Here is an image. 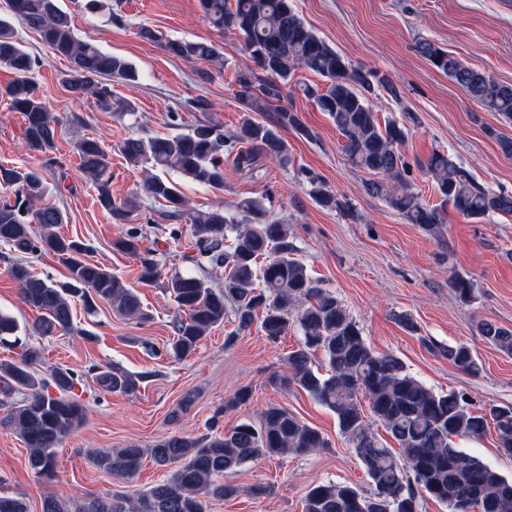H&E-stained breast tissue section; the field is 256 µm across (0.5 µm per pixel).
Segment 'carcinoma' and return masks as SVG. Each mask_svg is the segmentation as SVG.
<instances>
[{
  "mask_svg": "<svg viewBox=\"0 0 512 512\" xmlns=\"http://www.w3.org/2000/svg\"><path fill=\"white\" fill-rule=\"evenodd\" d=\"M199 5L209 24L220 33L235 35L242 50L267 74L259 83L252 69L238 71L237 102L250 111L272 109L277 116L271 123L246 119L227 137L220 125L207 120L188 133L127 137L118 144L126 162L146 174L145 196L168 203L167 220L190 221L196 262L224 269L219 287L195 275L166 276L159 260L142 251L141 229L130 227L114 239V250L138 262L139 282L161 284L181 312L174 322L173 354L180 358L193 354L204 337L224 323L229 311L238 330L256 325L272 342L292 325L299 330L300 343L285 358L288 372L272 376L271 384L294 386L328 407L371 482L368 492L333 481L314 485L304 498L302 512H421L426 498L447 504L449 512H470L474 507L479 512H512V479L458 447L461 441L481 438L492 427L499 451L512 457V407L474 410L464 395L436 392L411 375L397 356L373 350L336 294L293 257L290 226L271 218L260 202L238 203L240 219L222 205L188 213L176 184L164 177L176 171L199 185L222 190L226 154L235 155L238 165L251 172L261 157L288 162L281 131L288 128L313 136L294 110L279 105L291 73L305 69L327 81L321 91L307 86L304 92L332 120L351 164L371 175L364 183L366 193L409 223L435 234L444 216L424 204L406 178L408 165L401 151L405 129L395 120L380 123L371 106L374 84L391 92L394 85L371 70L352 66L328 46L299 17L293 0H199ZM7 8V15L0 16V63L11 69L13 79L0 95L7 98L11 111L23 114L28 150L54 151L60 119L33 79L39 59L20 43L15 19L38 32L54 56L68 61L62 82L75 97L89 95L110 112L136 111L134 102L114 97L112 90L114 82H137L136 67L80 39L59 0H8ZM139 36L173 57L206 61L219 69L224 66V54L209 40L169 39L148 26L140 27ZM416 51L469 97L512 122L511 83L493 80L427 38L417 40ZM238 144L248 145V150H237ZM73 150L101 208L114 223H126L139 207V196L120 201L112 196L105 142L83 137ZM421 170L459 215L468 219L512 216L511 193L484 188L447 152L432 153ZM308 182L319 206L349 212L348 204L325 182L315 176ZM0 188L15 197L0 204V244L21 254L48 253L67 271L65 280L55 281L34 274L23 263L10 268L22 300L40 313L34 326L39 335L74 331L72 301L76 299L90 314L102 301L120 316L150 318L135 290L109 268L86 258L89 245L58 231L65 223L58 207L36 206L48 192L41 170L0 165ZM448 286L463 303L477 298L469 277L454 273ZM18 328L12 316L0 312V342L16 336ZM477 331L486 342L512 355V330L486 321L478 324ZM428 347L463 372L477 375L482 370L463 344L432 342ZM42 364L36 347H24L19 358L0 361V397L8 407L5 422L29 448L30 466L40 477L54 474L56 448L86 416L84 404L74 396L79 372L55 366L43 376ZM95 378L103 391L126 395L134 393L139 382L113 366L99 370ZM371 418L391 435L398 449L378 440ZM218 423L213 420L210 432L197 438L174 434L150 448L130 445L94 451L93 464L121 481L133 479L146 458L160 468L172 464L176 468L136 497L113 493L74 503L50 496L44 498L42 512H208L209 500L230 499L239 493L238 486L224 481L225 473L256 459L328 447L318 429L275 403L262 411L257 423L244 419L229 430L218 429ZM0 512H28V505L22 498L0 492Z\"/></svg>",
  "mask_w": 512,
  "mask_h": 512,
  "instance_id": "1",
  "label": "carcinoma"
}]
</instances>
